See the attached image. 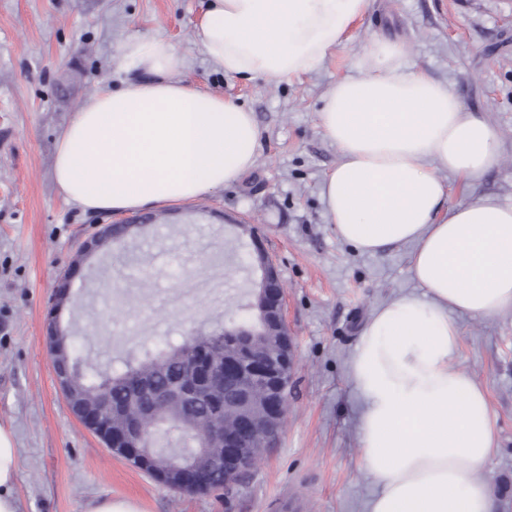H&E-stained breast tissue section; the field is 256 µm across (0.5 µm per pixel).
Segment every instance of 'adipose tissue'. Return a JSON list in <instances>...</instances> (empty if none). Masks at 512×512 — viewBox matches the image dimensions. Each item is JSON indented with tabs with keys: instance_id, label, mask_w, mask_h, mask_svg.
Returning <instances> with one entry per match:
<instances>
[{
	"instance_id": "ef3b65f1",
	"label": "adipose tissue",
	"mask_w": 512,
	"mask_h": 512,
	"mask_svg": "<svg viewBox=\"0 0 512 512\" xmlns=\"http://www.w3.org/2000/svg\"><path fill=\"white\" fill-rule=\"evenodd\" d=\"M372 0H215L196 40L230 77L279 81L318 69ZM408 46L371 41L317 114L339 159L324 177L337 238L375 255L412 246L419 289L379 306L349 361L366 512H496L481 476L498 449L486 390L453 363L454 314L512 312V203L444 208L446 176L470 181L497 159V131L448 84L410 67ZM120 91L104 89L57 140L55 179L89 212H137L208 197L256 161L253 113L179 80L185 58L162 37L126 42ZM17 455L0 425V512H19Z\"/></svg>"
}]
</instances>
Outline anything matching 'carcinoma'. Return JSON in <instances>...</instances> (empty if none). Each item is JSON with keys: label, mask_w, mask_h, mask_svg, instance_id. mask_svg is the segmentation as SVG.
<instances>
[{"label": "carcinoma", "mask_w": 512, "mask_h": 512, "mask_svg": "<svg viewBox=\"0 0 512 512\" xmlns=\"http://www.w3.org/2000/svg\"><path fill=\"white\" fill-rule=\"evenodd\" d=\"M234 328V324L220 328L225 333L221 346H212L207 343V337H202L195 345V354L215 362L224 361L226 351L243 357L274 354L279 359L288 358V337L267 331L258 336H235ZM61 340L67 345V352L55 357L54 364L79 369L72 374L70 397L78 399L88 411L98 412L105 405H112V415L103 420L112 431L121 429L128 420L138 418L153 434L164 426L182 429L197 446H203L209 454L219 457L224 454V444L209 438L211 427L217 425L226 431L236 430L248 417L254 422V427L246 434V447L251 449L248 460L251 467L261 461L263 452L276 443L283 431V418L263 422L264 398L260 390H252V401L246 405L234 394L235 383L230 379L214 384L209 399L183 398L176 391V384L187 370L186 349L181 343L170 341L164 348L137 362H114L110 372L104 374L98 370L97 356L92 350L82 351L78 342L68 335ZM142 471L166 487L182 489L173 457L152 446Z\"/></svg>", "instance_id": "cac0c4a2"}]
</instances>
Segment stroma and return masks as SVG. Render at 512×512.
<instances>
[{
  "label": "stroma",
  "mask_w": 512,
  "mask_h": 512,
  "mask_svg": "<svg viewBox=\"0 0 512 512\" xmlns=\"http://www.w3.org/2000/svg\"><path fill=\"white\" fill-rule=\"evenodd\" d=\"M209 0H0V424L15 441L14 493L24 512H88L130 499L143 512H364L373 491L359 468L348 363L372 312L415 289L411 246L366 255L339 241L321 198L339 154L316 114L369 40L411 48V62L452 85L464 107L499 134L496 163L446 206L481 194L512 203V0H373L350 44L318 70L270 81L232 78L193 38ZM161 36L186 58L181 80L254 112V167L210 197L162 207L176 223L77 263L84 240L114 213L65 199L54 178L58 137L104 85L120 88L125 43ZM254 227L278 264L294 349L285 426L232 501L164 487L117 456L73 414L59 389L44 323L62 280V330L87 337L99 364L140 354L147 341L207 333L249 317ZM456 365L487 390L499 449L484 480L499 512H512V313L457 316Z\"/></svg>",
  "instance_id": "stroma-1"
}]
</instances>
